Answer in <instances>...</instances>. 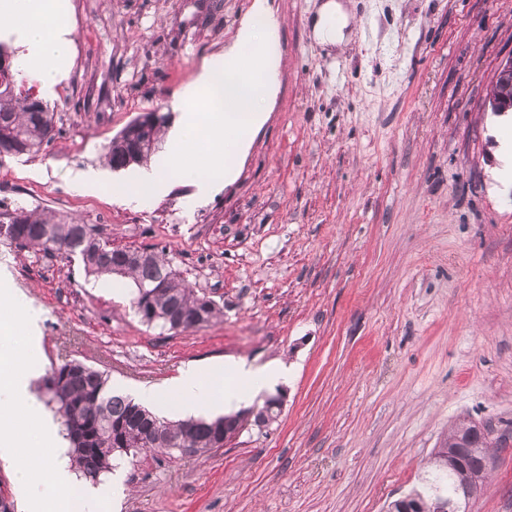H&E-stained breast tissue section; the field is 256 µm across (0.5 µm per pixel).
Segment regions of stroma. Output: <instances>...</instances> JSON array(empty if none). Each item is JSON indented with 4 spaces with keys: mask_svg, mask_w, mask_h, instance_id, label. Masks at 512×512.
Listing matches in <instances>:
<instances>
[{
    "mask_svg": "<svg viewBox=\"0 0 512 512\" xmlns=\"http://www.w3.org/2000/svg\"><path fill=\"white\" fill-rule=\"evenodd\" d=\"M343 43H320L324 0H268L281 28L278 88L234 179L198 201L170 176L149 204L114 182L106 146L139 113L178 123L181 89L223 51L253 0H67L74 51L53 95L61 137L37 157L0 158V212L26 204L95 225L113 246L164 252L223 306L211 325L142 324L126 278L75 258L0 243V295L36 318L1 340L29 381L78 359L150 407L181 414V369L280 361L277 421L223 448L121 461L95 512H385L460 419L512 432V112L486 99L512 56V0H338ZM101 174L93 193L82 170ZM20 458L43 467L62 438ZM471 512H512V444Z\"/></svg>",
    "mask_w": 512,
    "mask_h": 512,
    "instance_id": "35a3bbf8",
    "label": "stroma"
}]
</instances>
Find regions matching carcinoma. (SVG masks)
<instances>
[{
    "label": "carcinoma",
    "mask_w": 512,
    "mask_h": 512,
    "mask_svg": "<svg viewBox=\"0 0 512 512\" xmlns=\"http://www.w3.org/2000/svg\"><path fill=\"white\" fill-rule=\"evenodd\" d=\"M15 49L0 41V157L35 156L62 134L56 112L37 100L27 74L14 63ZM168 119L162 113L147 127L127 125L105 148L104 162L111 168L134 161L147 162L158 145ZM0 242L41 252L76 256L86 274L128 278L134 285L132 305L148 326L178 332L196 329L224 316V307L185 285L167 258L151 250L143 260L136 249L113 247L89 224L45 216L38 208L19 206L0 212ZM44 399L60 423L68 442V456L78 476L92 484L112 473L117 462L148 454L182 453L200 456L215 448L224 432V416L169 420L150 411L127 395L112 389L106 372L78 360L51 367L36 381ZM502 443L485 425L461 423L448 431L441 447L454 454L450 467L432 453L422 483L408 494L415 512H466L469 500L459 492L465 471H489V449Z\"/></svg>",
    "instance_id": "carcinoma-1"
}]
</instances>
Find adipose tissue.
<instances>
[{
	"mask_svg": "<svg viewBox=\"0 0 512 512\" xmlns=\"http://www.w3.org/2000/svg\"><path fill=\"white\" fill-rule=\"evenodd\" d=\"M60 8L61 0H0V25L7 26L21 47L23 68L49 91L58 84L60 67L69 60L72 49L68 32L53 25ZM224 372L233 385L219 396L200 370L194 367L181 370L177 379L178 407L198 413L219 404L231 406L242 402L248 391L264 386L272 388L288 379V368L282 363L256 367L243 360L232 361L225 365ZM40 413L39 401L27 394L22 370L12 371L7 380H0V461L12 466L18 492L31 500L41 497L49 488L66 490L76 479L63 454L50 457L42 471L29 468L18 458L17 422L20 417Z\"/></svg>",
	"mask_w": 512,
	"mask_h": 512,
	"instance_id": "ef3b65f1",
	"label": "adipose tissue"
}]
</instances>
